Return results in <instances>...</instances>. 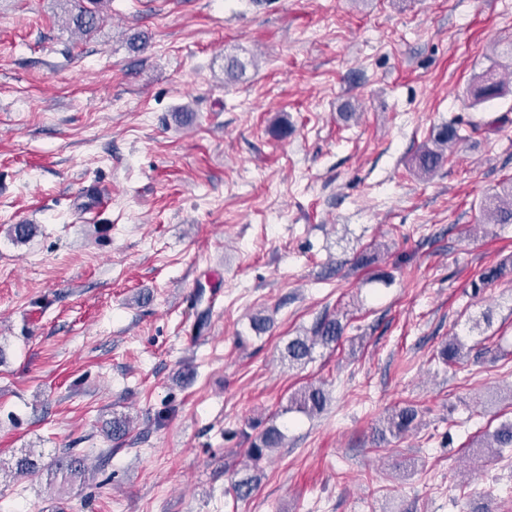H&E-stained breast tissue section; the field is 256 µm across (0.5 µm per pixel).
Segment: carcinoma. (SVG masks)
<instances>
[{
    "label": "carcinoma",
    "instance_id": "1",
    "mask_svg": "<svg viewBox=\"0 0 512 512\" xmlns=\"http://www.w3.org/2000/svg\"><path fill=\"white\" fill-rule=\"evenodd\" d=\"M106 0H72L70 9L65 11L62 24L74 34L83 37L96 32L104 20L103 7ZM499 65L489 66L474 81L470 89L473 103L481 104L499 98L506 92V84L498 73ZM465 140L459 128L453 122L440 126L432 136V146L424 145L415 155V168L421 177L429 178L441 168L447 158L448 150ZM482 224H512V182L502 186L500 190L487 196L480 208ZM10 236L19 243H25L37 233L34 224H12L8 228ZM343 326L336 317H323L316 322L311 336H294L288 340L284 358L291 367L302 366L310 360L315 346H328L341 338ZM329 400V393L321 385L310 384L294 397V404L299 411L313 415L321 412ZM418 411L412 407H404L388 418L387 430H379L380 438L385 433L400 434L410 428L417 420ZM130 421L127 417L114 416L109 422L107 433L112 439L119 440L129 432ZM284 434L271 426L262 432L247 451L248 460L257 463L266 452L283 445ZM484 448H495L502 451L512 447V423L501 425L491 437L482 444ZM89 473L85 467V458L70 450H64L49 456L32 448L20 451V455L11 461L0 460V482L10 477L35 478L42 475L48 480H61L68 483L82 478Z\"/></svg>",
    "mask_w": 512,
    "mask_h": 512
}]
</instances>
